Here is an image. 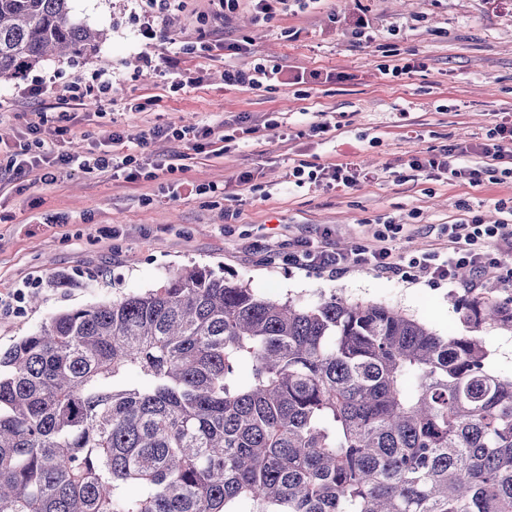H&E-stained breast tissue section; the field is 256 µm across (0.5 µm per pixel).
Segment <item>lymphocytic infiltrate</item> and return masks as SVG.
I'll return each mask as SVG.
<instances>
[{
    "label": "lymphocytic infiltrate",
    "mask_w": 512,
    "mask_h": 512,
    "mask_svg": "<svg viewBox=\"0 0 512 512\" xmlns=\"http://www.w3.org/2000/svg\"><path fill=\"white\" fill-rule=\"evenodd\" d=\"M30 137L13 150L7 161L15 176L35 175L37 180L51 183L59 168L78 170L86 174H103L123 170L128 181L156 179L159 174L181 170L180 157L164 155L152 168L141 163L137 149L147 142L146 135L130 137L113 132L112 149H84L56 152L54 145L41 136L38 123H30ZM412 167L431 177L445 174L449 179L464 178L480 183L491 174L512 175V114L504 113L484 140L465 147L448 146L436 153L413 157ZM462 213L455 224L448 227V245L440 251H431L410 259L408 264L397 261L387 242L400 230L399 225L386 224L374 249L360 248L348 252L330 250L314 245L312 240L295 241L288 252L289 265L331 275H341L357 266H367L381 275L402 277L407 267H414L432 280L457 281L461 269H470L474 277L469 285L483 288L487 284L512 288V225L501 222L487 224L476 215H469L466 202H459Z\"/></svg>",
    "instance_id": "f902f5d3"
}]
</instances>
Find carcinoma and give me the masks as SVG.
<instances>
[{
    "instance_id": "cac0c4a2",
    "label": "carcinoma",
    "mask_w": 512,
    "mask_h": 512,
    "mask_svg": "<svg viewBox=\"0 0 512 512\" xmlns=\"http://www.w3.org/2000/svg\"><path fill=\"white\" fill-rule=\"evenodd\" d=\"M69 2L0 0V83L96 49ZM0 512H512V378L478 335L185 269L0 354Z\"/></svg>"
}]
</instances>
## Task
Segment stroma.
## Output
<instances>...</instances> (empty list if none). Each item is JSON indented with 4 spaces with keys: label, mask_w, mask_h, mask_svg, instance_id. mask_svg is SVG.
<instances>
[{
    "label": "stroma",
    "mask_w": 512,
    "mask_h": 512,
    "mask_svg": "<svg viewBox=\"0 0 512 512\" xmlns=\"http://www.w3.org/2000/svg\"><path fill=\"white\" fill-rule=\"evenodd\" d=\"M70 7L105 40L86 56L49 59L0 85V298L19 289L27 296L20 311L0 318V352L59 311L158 287L194 265L283 301L313 304L340 291L402 310L444 336L470 331L461 301L512 303L504 288L472 291L420 274L404 281L365 267L332 278L281 260L300 237L336 249L374 246L391 221L401 230L390 246L406 262L444 245L459 201L488 224L512 215V179L449 184L410 166L420 153L485 137L500 113H512V0H290L266 22L257 21L253 0L222 19L210 0H178L160 18L140 0ZM150 28L164 29L166 39L144 37ZM203 29L222 37L205 51L183 52L180 72L202 81L178 88L180 73L165 60ZM258 58L280 65L284 83L225 85V64L247 68ZM399 58L424 66L384 74ZM102 71L112 78L110 101L61 106L73 82ZM297 74L303 83H294ZM33 85L41 94L31 100ZM134 103L143 111H131ZM38 108L44 138L63 130L62 150L102 142L115 127L137 135L188 123L217 126L230 142L221 157L186 150L182 170L156 182L64 169L53 183H34L4 167ZM324 114L335 130L313 132ZM332 163L357 168L358 186L293 187L294 167ZM245 173L250 182H241ZM212 182L223 195L196 193Z\"/></svg>",
    "instance_id": "obj_1"
}]
</instances>
